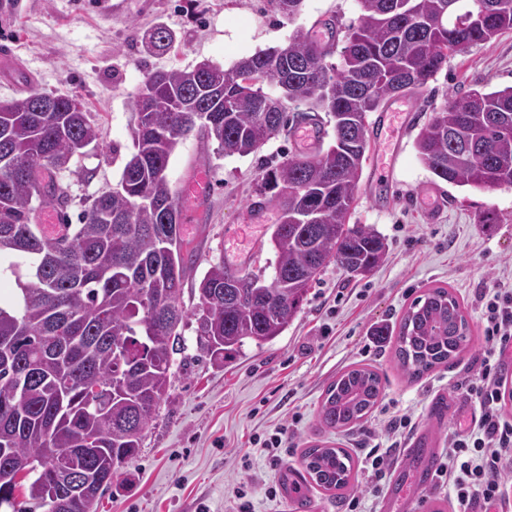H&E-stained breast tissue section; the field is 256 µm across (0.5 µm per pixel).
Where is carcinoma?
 I'll list each match as a JSON object with an SVG mask.
<instances>
[{
  "mask_svg": "<svg viewBox=\"0 0 512 512\" xmlns=\"http://www.w3.org/2000/svg\"><path fill=\"white\" fill-rule=\"evenodd\" d=\"M345 31L339 64L335 40L317 43L303 30L284 48L240 60L228 72L208 61L193 70H158L136 96L133 151L117 187L95 198L80 223L49 233L36 206L67 209V188L40 175L64 170L97 141L86 108L71 96L31 92L0 107V262L16 288L0 299V391L16 393L0 414V508L58 512L43 496L52 455L73 456L88 486L66 512H90L112 474L138 455L144 432L168 398L180 327L195 322L200 348L215 362L251 341L280 336L330 263L352 277L370 274L388 250L366 224H349L367 150L370 113L397 96L422 93L448 56L512 30V0H361ZM172 32L153 29L148 50L168 52ZM274 84L271 98L263 85ZM333 119L332 141L313 156L293 154L263 171L259 202L280 213L270 242L269 287L256 294L220 261L198 283L199 303L184 307L187 242L176 190L166 176L180 137L198 130L226 156L257 153L294 124ZM415 149L438 179L486 189L512 187V85L472 89L434 113ZM471 341L458 297L427 290L402 316L394 359L411 381L455 363ZM101 388L92 395L88 389ZM386 379L352 365L324 391L319 424L359 426L382 400ZM308 481L325 492L355 482L343 448L320 441L303 452ZM28 478L17 500L19 476Z\"/></svg>",
  "mask_w": 512,
  "mask_h": 512,
  "instance_id": "obj_1",
  "label": "carcinoma"
}]
</instances>
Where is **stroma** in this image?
Returning a JSON list of instances; mask_svg holds the SVG:
<instances>
[{"label":"stroma","mask_w":512,"mask_h":512,"mask_svg":"<svg viewBox=\"0 0 512 512\" xmlns=\"http://www.w3.org/2000/svg\"><path fill=\"white\" fill-rule=\"evenodd\" d=\"M0 0V42L11 48L0 60V100L33 91L81 98L99 139L56 175L68 185L71 220L95 197L119 182L133 150L134 97L149 71L193 69L209 61L232 70L242 58L286 46L296 30L311 31L334 20L345 27L361 13L359 0H304L293 18L274 11L269 0ZM158 24L177 41L170 52L148 53L145 41ZM512 85V30L488 44L449 55L427 91L408 99L411 119L392 139L400 146L392 176L372 174L375 153L384 145L368 128L366 161L352 212L355 224L372 225L389 245L386 260L370 276L353 278L329 264L308 291L300 311L273 341L246 343L234 360H211L199 347L193 326L182 330L184 348L174 354L170 397L145 432L138 456L123 463L92 512H227L231 487L248 473H268L279 489L268 500L255 487L254 512H349L361 497L360 512H384L382 497L368 495V473L358 469L354 488L331 498L310 489L306 500L293 497L289 483L302 473L301 455L317 438L318 410L327 385L354 364L376 369L387 385L383 399L364 425L332 434L356 453L365 430L375 428L383 411L411 416L413 430L395 449L393 467L404 462V448L426 442L445 448L456 421L470 420L474 406L460 386L477 371L483 343L480 292L512 282V187L476 190L436 181L421 163L415 138L434 112L469 89ZM292 137L270 139L258 153L224 155L216 141L198 132L182 138L166 170L181 189L197 168H206L214 188L193 207V221L182 228L193 256L183 295L193 309L197 285L209 265H234L248 253L246 271L272 275L275 254L274 207L254 215L252 202L265 167L299 153ZM435 183L443 195L431 207L421 190ZM496 222L485 227L483 217ZM434 286L449 288L463 302L472 340L461 360L410 381L394 360L393 340L374 342L375 327L397 331L413 300ZM444 398V418H429L435 398ZM289 422L288 453L270 468L253 444L254 436Z\"/></svg>","instance_id":"obj_1"}]
</instances>
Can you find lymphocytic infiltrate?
<instances>
[{
    "label": "lymphocytic infiltrate",
    "instance_id": "f902f5d3",
    "mask_svg": "<svg viewBox=\"0 0 512 512\" xmlns=\"http://www.w3.org/2000/svg\"><path fill=\"white\" fill-rule=\"evenodd\" d=\"M484 325L483 358L466 393L479 415L453 432L437 470V488L448 492L458 512L489 508L502 501L506 476H512V420L500 409L499 359L512 346V289L496 286L479 297Z\"/></svg>",
    "mask_w": 512,
    "mask_h": 512
}]
</instances>
